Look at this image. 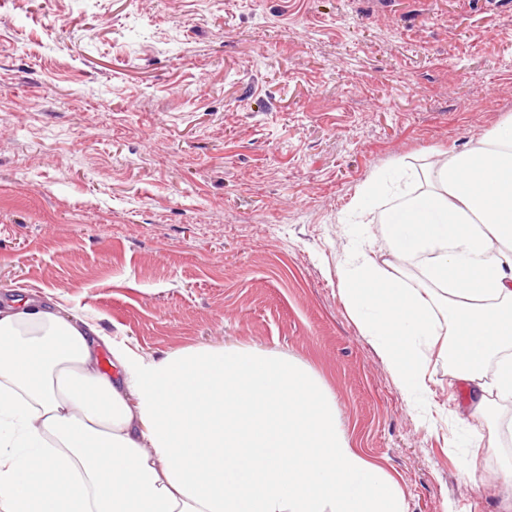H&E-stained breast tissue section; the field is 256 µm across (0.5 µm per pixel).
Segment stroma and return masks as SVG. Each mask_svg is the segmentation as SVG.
<instances>
[{"label":"stroma","instance_id":"obj_1","mask_svg":"<svg viewBox=\"0 0 512 512\" xmlns=\"http://www.w3.org/2000/svg\"><path fill=\"white\" fill-rule=\"evenodd\" d=\"M512 119V0H0V286L63 296L146 356L311 367L406 512H501L512 399L471 419L431 355L420 417L340 295L390 259L376 173L425 189ZM493 447L471 452L473 433Z\"/></svg>","mask_w":512,"mask_h":512}]
</instances>
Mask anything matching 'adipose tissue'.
Here are the masks:
<instances>
[{
    "label": "adipose tissue",
    "mask_w": 512,
    "mask_h": 512,
    "mask_svg": "<svg viewBox=\"0 0 512 512\" xmlns=\"http://www.w3.org/2000/svg\"><path fill=\"white\" fill-rule=\"evenodd\" d=\"M427 183L382 218L419 286L361 251L340 294L406 396L424 391L432 348L462 350L448 373L484 419L490 395L512 398V122L437 160ZM0 512L406 509L307 365L239 346L148 358L15 287L0 297Z\"/></svg>",
    "instance_id": "ef3b65f1"
}]
</instances>
